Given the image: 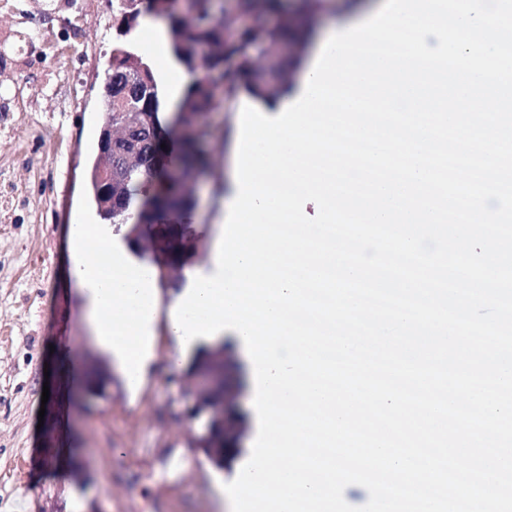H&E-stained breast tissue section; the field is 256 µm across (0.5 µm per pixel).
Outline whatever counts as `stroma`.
<instances>
[{
	"instance_id": "stroma-1",
	"label": "stroma",
	"mask_w": 512,
	"mask_h": 512,
	"mask_svg": "<svg viewBox=\"0 0 512 512\" xmlns=\"http://www.w3.org/2000/svg\"><path fill=\"white\" fill-rule=\"evenodd\" d=\"M0 8V512H225L220 493L238 468L198 448L205 417L166 331L174 299L198 276L224 227L229 145L211 144L215 169L198 179L178 281H157L156 359L130 389L83 321L71 275L72 226L98 221L88 170L108 121L104 76L117 0H12ZM39 30L41 38L28 42ZM71 80H63V73ZM97 366L95 386L62 383L63 362Z\"/></svg>"
}]
</instances>
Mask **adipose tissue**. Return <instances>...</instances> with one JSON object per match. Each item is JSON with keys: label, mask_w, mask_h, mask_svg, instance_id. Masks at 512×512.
<instances>
[{"label": "adipose tissue", "mask_w": 512, "mask_h": 512, "mask_svg": "<svg viewBox=\"0 0 512 512\" xmlns=\"http://www.w3.org/2000/svg\"><path fill=\"white\" fill-rule=\"evenodd\" d=\"M143 49L157 57L167 74L168 99L176 103L181 99L187 77L183 70L171 67L165 53L166 36L161 24L145 19L138 35ZM320 39L308 35L302 64L294 77L290 93L257 99V107L266 115H277L283 105L298 97L313 61L319 52ZM83 242L80 252L74 257L72 269L74 279L81 288L86 307L84 318L90 325L96 343L102 353L117 368L129 385H137L153 362L155 352V302L156 288L153 280L142 279L138 271H131L125 280L114 282L102 278L96 271L95 256L99 250L111 249L112 231L105 224H86L80 229ZM124 296L128 304L134 305L131 317L139 324L138 344H130L123 334L127 317L125 311L116 310L112 302L117 296Z\"/></svg>", "instance_id": "obj_1"}]
</instances>
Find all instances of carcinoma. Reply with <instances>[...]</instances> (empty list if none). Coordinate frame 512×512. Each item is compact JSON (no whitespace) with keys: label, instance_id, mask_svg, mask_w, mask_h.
Instances as JSON below:
<instances>
[{"label":"carcinoma","instance_id":"1","mask_svg":"<svg viewBox=\"0 0 512 512\" xmlns=\"http://www.w3.org/2000/svg\"><path fill=\"white\" fill-rule=\"evenodd\" d=\"M141 8L123 15L120 32L130 33L141 12L166 20L172 53L195 80L185 89L179 112L170 119L162 112L158 84L151 67L123 46L112 49V81L103 95L112 101V122L124 112L137 113L127 137L112 142V182L101 178L102 156L89 172L92 199L101 220L128 225L132 241L150 232L165 234L173 216H190L195 206L186 196L187 184L173 181L157 163L156 140L167 134L178 145L180 168L210 171L206 142L225 138L226 131L206 121L210 112H228L237 96L285 92L291 80L290 61L300 45L297 24L287 0H140ZM196 370L207 368L217 377L218 389L200 398L212 424L198 445L217 463H224L225 423L217 419L224 396V362L202 351Z\"/></svg>","mask_w":512,"mask_h":512}]
</instances>
